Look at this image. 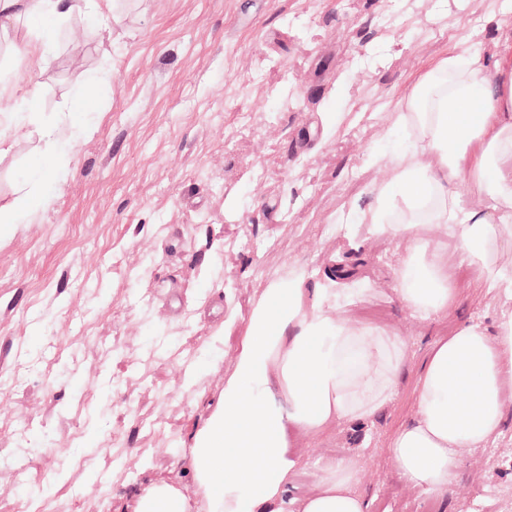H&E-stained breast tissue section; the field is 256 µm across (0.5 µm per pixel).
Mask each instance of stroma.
<instances>
[{
  "label": "stroma",
  "mask_w": 512,
  "mask_h": 512,
  "mask_svg": "<svg viewBox=\"0 0 512 512\" xmlns=\"http://www.w3.org/2000/svg\"><path fill=\"white\" fill-rule=\"evenodd\" d=\"M111 29L73 16L40 54L0 51V78L39 118L97 86L65 137L52 201L0 239V505L130 512L157 477L191 482L193 435L219 401L252 304L292 273L406 345L370 419L303 436L289 497L322 468L357 470L370 512H512V402L499 436L465 448L447 491L412 488L391 454L417 416L431 352L464 323L495 335L503 306L443 229L453 306L399 299L409 238L362 222L410 139L398 116L451 55L491 61L512 35L504 0H121ZM0 156V207L43 148L34 124ZM467 277H460L461 269Z\"/></svg>",
  "instance_id": "1"
}]
</instances>
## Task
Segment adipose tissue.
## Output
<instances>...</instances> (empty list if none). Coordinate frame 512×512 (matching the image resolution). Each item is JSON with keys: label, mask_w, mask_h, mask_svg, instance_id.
I'll return each mask as SVG.
<instances>
[{"label": "adipose tissue", "mask_w": 512, "mask_h": 512, "mask_svg": "<svg viewBox=\"0 0 512 512\" xmlns=\"http://www.w3.org/2000/svg\"><path fill=\"white\" fill-rule=\"evenodd\" d=\"M109 26L114 0H0V24L25 19L35 29L27 52L48 47L73 14ZM97 86L89 81L76 112L39 128L45 150L28 183L0 208V238L52 200L46 181L61 153V125H76ZM36 115L32 100L0 81V155L6 134L19 119ZM401 125L410 149L394 160L392 179L382 184L367 215L380 234L409 237V256L398 272L397 292L408 308L428 313L456 299L441 246L426 237L439 226L468 263L485 274L509 310L495 336L465 324L437 344L419 379L417 417L394 438L392 456L410 485L446 491L461 449L497 434L512 398V267L500 250L512 229V39L492 63L451 56L425 73L410 91ZM467 177L479 204L461 205L459 177ZM336 291L305 288L301 276L270 280L254 304L241 348L217 408L196 431L191 449L195 491L205 512H369L352 485L347 461L325 469L311 494L287 502L297 465L299 435L319 434L334 423L373 416L391 397L405 362L404 343L393 332L353 325L336 312ZM187 494L167 481L152 483L132 512H190Z\"/></svg>", "instance_id": "ef3b65f1"}]
</instances>
